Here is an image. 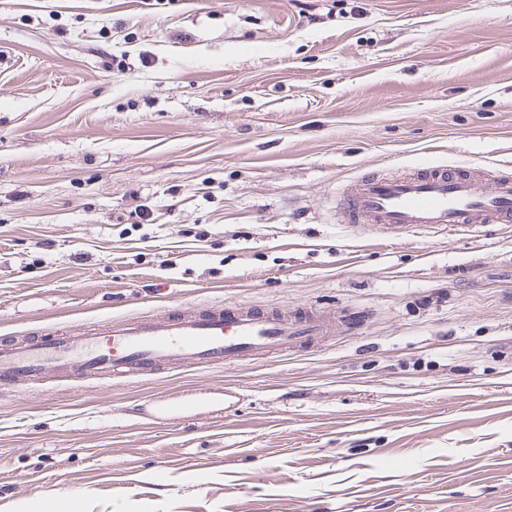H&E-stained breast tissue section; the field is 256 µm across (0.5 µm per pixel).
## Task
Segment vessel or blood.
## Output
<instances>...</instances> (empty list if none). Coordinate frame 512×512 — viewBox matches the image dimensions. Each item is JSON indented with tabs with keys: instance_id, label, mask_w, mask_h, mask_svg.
<instances>
[{
	"instance_id": "vessel-or-blood-1",
	"label": "vessel or blood",
	"mask_w": 512,
	"mask_h": 512,
	"mask_svg": "<svg viewBox=\"0 0 512 512\" xmlns=\"http://www.w3.org/2000/svg\"><path fill=\"white\" fill-rule=\"evenodd\" d=\"M340 206L352 222L389 233L421 226L475 233L488 224L512 223V175L494 176L488 189L482 170L471 163L407 174L374 172L345 193ZM328 333L313 305L290 312L235 303L173 308L118 320L89 334L52 333L1 344L0 383L19 385L47 372L139 379L185 361L221 367L313 349Z\"/></svg>"
}]
</instances>
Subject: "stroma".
<instances>
[{
    "label": "stroma",
    "instance_id": "stroma-1",
    "mask_svg": "<svg viewBox=\"0 0 512 512\" xmlns=\"http://www.w3.org/2000/svg\"><path fill=\"white\" fill-rule=\"evenodd\" d=\"M512 173V0H0V340L320 307L317 349L0 388V512H512V224H350ZM193 401L144 427L141 404ZM483 171L465 163L423 167L407 174H366L340 198L352 224H377L388 233L416 227H450L478 233L485 224L512 223V175L493 177L483 186Z\"/></svg>",
    "mask_w": 512,
    "mask_h": 512
}]
</instances>
